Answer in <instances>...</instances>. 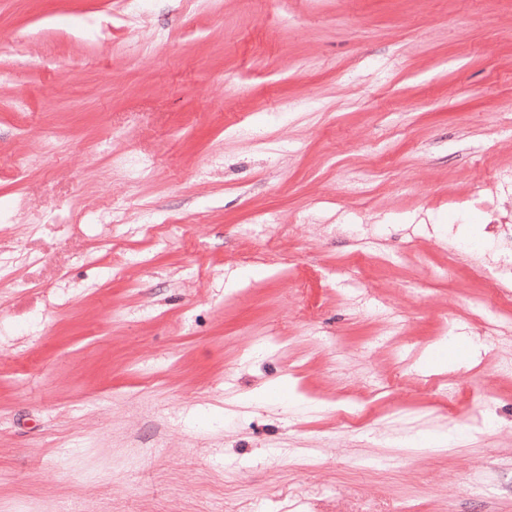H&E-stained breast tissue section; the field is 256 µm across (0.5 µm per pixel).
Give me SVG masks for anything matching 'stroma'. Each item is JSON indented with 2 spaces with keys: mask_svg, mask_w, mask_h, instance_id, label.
Instances as JSON below:
<instances>
[{
  "mask_svg": "<svg viewBox=\"0 0 512 512\" xmlns=\"http://www.w3.org/2000/svg\"><path fill=\"white\" fill-rule=\"evenodd\" d=\"M141 6L0 0V512H512V0ZM495 248L496 267L499 280H512V225L499 226ZM450 440L448 436L440 435V436H418L412 439H409L403 443V446L409 447L407 449H411L414 451H433V452H441L447 451L449 448Z\"/></svg>",
  "mask_w": 512,
  "mask_h": 512,
  "instance_id": "obj_1",
  "label": "stroma"
}]
</instances>
